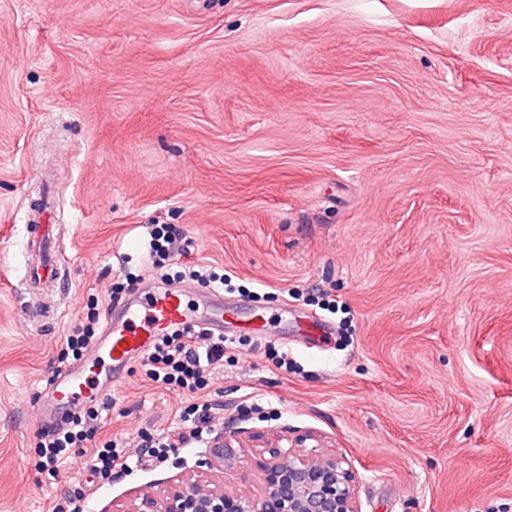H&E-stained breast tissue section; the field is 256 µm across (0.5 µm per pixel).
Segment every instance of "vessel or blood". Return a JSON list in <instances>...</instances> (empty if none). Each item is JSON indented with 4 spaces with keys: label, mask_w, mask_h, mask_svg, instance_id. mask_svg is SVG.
I'll return each mask as SVG.
<instances>
[{
    "label": "vessel or blood",
    "mask_w": 512,
    "mask_h": 512,
    "mask_svg": "<svg viewBox=\"0 0 512 512\" xmlns=\"http://www.w3.org/2000/svg\"><path fill=\"white\" fill-rule=\"evenodd\" d=\"M61 268L59 250L40 244L28 253L26 283L31 288L47 285ZM187 294L179 285L138 284L129 302L108 316L101 338L89 348L83 363L59 369L51 387L38 395L35 406L40 424L53 425L64 409L111 396L126 366L144 356L170 330L220 333L238 318L235 310L217 307L218 289H201L192 300Z\"/></svg>",
    "instance_id": "1"
}]
</instances>
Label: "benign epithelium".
Listing matches in <instances>:
<instances>
[{"mask_svg": "<svg viewBox=\"0 0 512 512\" xmlns=\"http://www.w3.org/2000/svg\"><path fill=\"white\" fill-rule=\"evenodd\" d=\"M251 448L250 466L242 449ZM240 470L245 493L227 490L216 472ZM357 474L345 455L312 434L294 439L284 429L272 434L226 429L207 441L197 474L180 476L168 489L139 491L119 512H361Z\"/></svg>", "mask_w": 512, "mask_h": 512, "instance_id": "benign-epithelium-1", "label": "benign epithelium"}]
</instances>
